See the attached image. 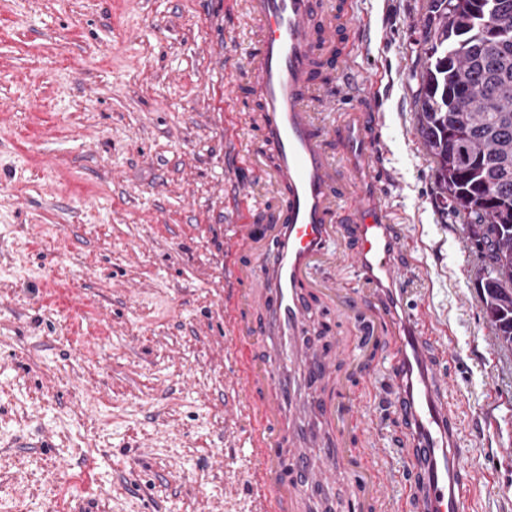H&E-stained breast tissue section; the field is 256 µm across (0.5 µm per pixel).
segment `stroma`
Instances as JSON below:
<instances>
[{
  "label": "stroma",
  "mask_w": 512,
  "mask_h": 512,
  "mask_svg": "<svg viewBox=\"0 0 512 512\" xmlns=\"http://www.w3.org/2000/svg\"><path fill=\"white\" fill-rule=\"evenodd\" d=\"M322 5L361 31L356 80L384 74L389 204L456 362L474 512H512V349L416 132L427 0ZM260 34L246 0H0V512H257L225 359L224 196L248 181L260 208L276 203L272 179L239 163L259 141ZM335 247L312 278L343 302L315 298L318 326L350 356L375 353L370 375L336 369L373 420L359 454L390 474L406 464L379 413L392 342L364 341L367 288Z\"/></svg>",
  "instance_id": "obj_1"
}]
</instances>
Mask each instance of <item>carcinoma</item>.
I'll return each mask as SVG.
<instances>
[{"instance_id": "1", "label": "carcinoma", "mask_w": 512, "mask_h": 512, "mask_svg": "<svg viewBox=\"0 0 512 512\" xmlns=\"http://www.w3.org/2000/svg\"><path fill=\"white\" fill-rule=\"evenodd\" d=\"M481 0H428L417 131L447 212L464 219L478 287L500 344L512 349V0L490 39Z\"/></svg>"}]
</instances>
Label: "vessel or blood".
Segmentation results:
<instances>
[{
    "instance_id": "1",
    "label": "vessel or blood",
    "mask_w": 512,
    "mask_h": 512,
    "mask_svg": "<svg viewBox=\"0 0 512 512\" xmlns=\"http://www.w3.org/2000/svg\"><path fill=\"white\" fill-rule=\"evenodd\" d=\"M261 24L250 60L256 110L280 206L270 224L257 222L249 185L239 186L228 225L224 289L226 356L232 382L244 395L248 444L257 461L248 488L259 512H302L294 477L328 483L334 458L317 433L299 430L308 411L299 373L332 379L343 348L308 352L303 334L310 314L306 285L343 237L357 277L369 288L360 300L377 330L393 341L389 368L390 415L401 434L406 467L396 475L405 495L396 512H469L480 488L460 448L465 418L451 390L452 362L415 302L419 262L388 203L393 175L384 167L380 86L355 83L349 59L334 54L340 37L334 14L318 0H248ZM341 115L320 124L313 103ZM351 188L348 215H340L343 186ZM263 313L260 320L248 310ZM318 422L332 431L346 421L352 434L371 432L349 395L319 401ZM359 481L360 512H374L386 484L368 460Z\"/></svg>"
}]
</instances>
